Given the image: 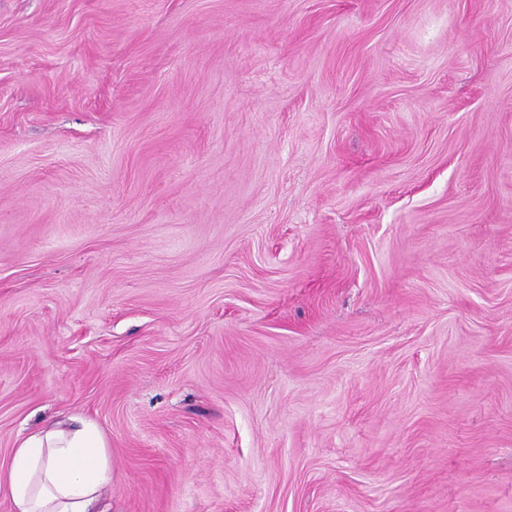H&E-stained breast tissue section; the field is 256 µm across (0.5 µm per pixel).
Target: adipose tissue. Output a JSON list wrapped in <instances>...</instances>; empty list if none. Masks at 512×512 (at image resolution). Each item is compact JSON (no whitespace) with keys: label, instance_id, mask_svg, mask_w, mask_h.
<instances>
[{"label":"adipose tissue","instance_id":"adipose-tissue-1","mask_svg":"<svg viewBox=\"0 0 512 512\" xmlns=\"http://www.w3.org/2000/svg\"><path fill=\"white\" fill-rule=\"evenodd\" d=\"M112 478L101 430L71 417L24 436L0 467L14 512H105Z\"/></svg>","mask_w":512,"mask_h":512}]
</instances>
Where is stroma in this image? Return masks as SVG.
<instances>
[{
  "label": "stroma",
  "mask_w": 512,
  "mask_h": 512,
  "mask_svg": "<svg viewBox=\"0 0 512 512\" xmlns=\"http://www.w3.org/2000/svg\"><path fill=\"white\" fill-rule=\"evenodd\" d=\"M111 512H512V0H0V464ZM112 478L101 430L71 417L24 436L0 465V485L14 512H107Z\"/></svg>",
  "instance_id": "stroma-1"
}]
</instances>
